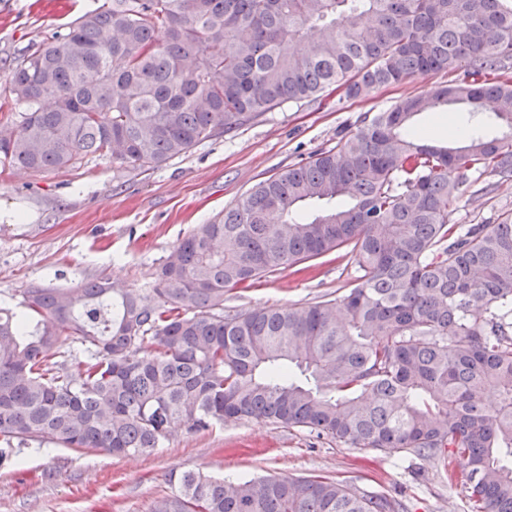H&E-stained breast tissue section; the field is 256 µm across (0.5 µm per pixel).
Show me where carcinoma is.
<instances>
[{"label":"carcinoma","mask_w":512,"mask_h":512,"mask_svg":"<svg viewBox=\"0 0 512 512\" xmlns=\"http://www.w3.org/2000/svg\"><path fill=\"white\" fill-rule=\"evenodd\" d=\"M439 71L456 78L197 225L150 294L99 278L0 305V466L30 441L127 456L246 420L441 463L470 512H512V212L450 223L468 173L512 177V0H112L12 70L0 94L26 111L0 126V163L154 169L331 86L354 99ZM490 102L499 137L413 127ZM308 202L325 208L299 216ZM334 251L358 269L343 294L224 312L225 294ZM71 337L77 382L56 359ZM153 512L408 508L328 476L187 471ZM415 126L421 130H428L431 136L428 138L434 142L453 144L455 139L448 138V136H456L461 133L460 130L456 129L452 123H448V133L439 128L438 120L431 114H422L415 122Z\"/></svg>","instance_id":"obj_1"}]
</instances>
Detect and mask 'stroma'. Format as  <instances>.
I'll return each instance as SVG.
<instances>
[{
	"label": "stroma",
	"instance_id": "35a3bbf8",
	"mask_svg": "<svg viewBox=\"0 0 512 512\" xmlns=\"http://www.w3.org/2000/svg\"><path fill=\"white\" fill-rule=\"evenodd\" d=\"M102 2L0 0V84ZM448 80L446 73L431 72L365 98L343 100L334 93L286 103L145 172L98 156L55 171L0 168V303L20 305L32 283L75 287L105 277L126 288L150 287L156 267L196 225L235 205L256 183L335 146L365 114ZM468 182L454 223L493 224L512 212V178L486 173ZM355 275L348 256L305 272L288 268L227 293L224 307L304 304L344 293ZM187 470L233 479L324 474L403 493L411 512H468L465 488L441 479L433 464L245 420L209 432L182 426L159 448L129 457L29 443L13 465L0 467V512H152L155 501L173 490L170 475Z\"/></svg>",
	"mask_w": 512,
	"mask_h": 512
}]
</instances>
